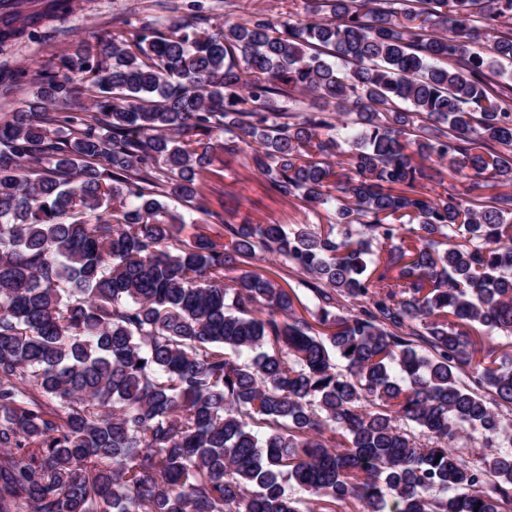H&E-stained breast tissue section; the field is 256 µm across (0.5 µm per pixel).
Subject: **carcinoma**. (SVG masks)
<instances>
[{
	"mask_svg": "<svg viewBox=\"0 0 512 512\" xmlns=\"http://www.w3.org/2000/svg\"><path fill=\"white\" fill-rule=\"evenodd\" d=\"M310 2L0 72V512H512V0ZM220 151L333 222L179 238ZM36 88V85L31 83L7 95H3L0 91V117H3L4 113L25 107L27 102L33 99ZM247 269H255L267 273L275 278L285 288H288V284H290L296 289V292L300 296L302 302L309 308H313L312 294L302 286L297 287L299 277L294 273H288V269L279 264V262H275L270 258L262 260L258 259Z\"/></svg>",
	"mask_w": 512,
	"mask_h": 512,
	"instance_id": "1",
	"label": "carcinoma"
}]
</instances>
